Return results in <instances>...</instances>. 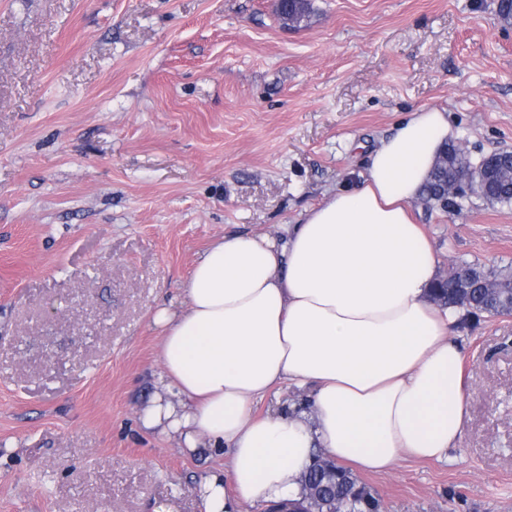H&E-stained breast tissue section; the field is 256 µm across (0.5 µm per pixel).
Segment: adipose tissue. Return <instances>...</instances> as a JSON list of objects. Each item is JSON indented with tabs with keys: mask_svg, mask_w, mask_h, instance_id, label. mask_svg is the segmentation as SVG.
<instances>
[{
	"mask_svg": "<svg viewBox=\"0 0 512 512\" xmlns=\"http://www.w3.org/2000/svg\"><path fill=\"white\" fill-rule=\"evenodd\" d=\"M451 135L446 111L410 112L354 184L278 235L212 243L184 306L155 311L161 366L139 420L191 454L223 452L198 480L202 512L298 498L319 457L379 475L460 447L459 315L430 299L438 261L413 208ZM282 387L298 402L256 413Z\"/></svg>",
	"mask_w": 512,
	"mask_h": 512,
	"instance_id": "1",
	"label": "adipose tissue"
}]
</instances>
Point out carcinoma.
<instances>
[{"label": "carcinoma", "instance_id": "cac0c4a2", "mask_svg": "<svg viewBox=\"0 0 512 512\" xmlns=\"http://www.w3.org/2000/svg\"><path fill=\"white\" fill-rule=\"evenodd\" d=\"M310 0H289L288 17L297 25L309 17ZM487 162L496 169V186L482 198L491 204H512V154L501 151ZM472 176L477 186L482 178L463 151L449 144L442 151L424 185L419 201L426 210L446 212L459 207L456 197L448 195V183L455 172ZM432 299L439 305L465 311L464 321L498 317L512 310V267L486 268L462 263L439 278L432 288ZM305 482V496L288 503L289 512H380L376 494L352 472L341 466H324L317 461Z\"/></svg>", "mask_w": 512, "mask_h": 512}]
</instances>
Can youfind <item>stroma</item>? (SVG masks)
<instances>
[{
	"label": "stroma",
	"mask_w": 512,
	"mask_h": 512,
	"mask_svg": "<svg viewBox=\"0 0 512 512\" xmlns=\"http://www.w3.org/2000/svg\"><path fill=\"white\" fill-rule=\"evenodd\" d=\"M0 0V512H200L224 457L143 430L161 307L216 240L352 184L406 113L512 149L493 0ZM440 271L512 264V206L420 213ZM460 447L362 475L384 512H512V315L452 331Z\"/></svg>",
	"instance_id": "35a3bbf8"
}]
</instances>
